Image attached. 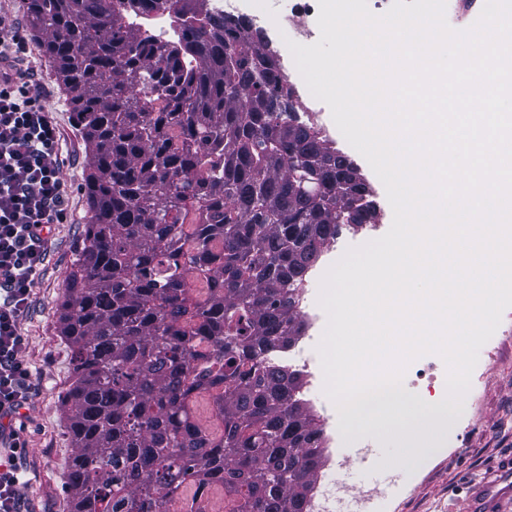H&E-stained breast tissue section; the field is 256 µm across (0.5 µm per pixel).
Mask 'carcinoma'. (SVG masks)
I'll return each instance as SVG.
<instances>
[{
    "label": "carcinoma",
    "instance_id": "carcinoma-1",
    "mask_svg": "<svg viewBox=\"0 0 512 512\" xmlns=\"http://www.w3.org/2000/svg\"><path fill=\"white\" fill-rule=\"evenodd\" d=\"M146 0H29L91 155V220L59 335L71 512H169L218 485L242 512H305L322 430L300 374L265 362L305 330L295 288L376 207L356 167L280 101L286 76L245 17L181 40L125 27ZM213 394L217 438L192 403Z\"/></svg>",
    "mask_w": 512,
    "mask_h": 512
}]
</instances>
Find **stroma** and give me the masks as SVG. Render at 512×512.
Masks as SVG:
<instances>
[{
  "label": "stroma",
  "mask_w": 512,
  "mask_h": 512,
  "mask_svg": "<svg viewBox=\"0 0 512 512\" xmlns=\"http://www.w3.org/2000/svg\"><path fill=\"white\" fill-rule=\"evenodd\" d=\"M267 34L297 97L321 112L327 141L358 167L374 192L373 199L379 208L377 223L358 232L344 230L341 249L382 237L393 222L383 183L367 160L343 137L329 106L310 93L281 30L271 28ZM29 56L42 83L44 101L54 110L61 131L65 160L62 175L71 195L65 223L48 227L44 261L21 320L27 338L23 358L32 373L31 398L17 415L0 423L20 428L27 442L25 453L17 459L23 476L20 493L26 512H70L67 472L72 437L61 397L72 382V360L57 331L58 306L90 218L84 180L91 156L40 37H31ZM448 421V429L433 435L432 449L425 461L417 463L407 461L404 446L411 442L420 425L414 416L405 418L401 435L391 448L395 460L408 464L411 490L397 499L391 512H460L474 486L493 481L497 469L512 458V327H497L480 348L464 410L459 415L449 414Z\"/></svg>",
  "instance_id": "1"
}]
</instances>
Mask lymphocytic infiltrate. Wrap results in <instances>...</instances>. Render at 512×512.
Segmentation results:
<instances>
[{"label": "lymphocytic infiltrate", "instance_id": "1", "mask_svg": "<svg viewBox=\"0 0 512 512\" xmlns=\"http://www.w3.org/2000/svg\"><path fill=\"white\" fill-rule=\"evenodd\" d=\"M27 40L0 12V419L29 400L26 311L44 260V231L67 211L61 133L26 67Z\"/></svg>", "mask_w": 512, "mask_h": 512}]
</instances>
